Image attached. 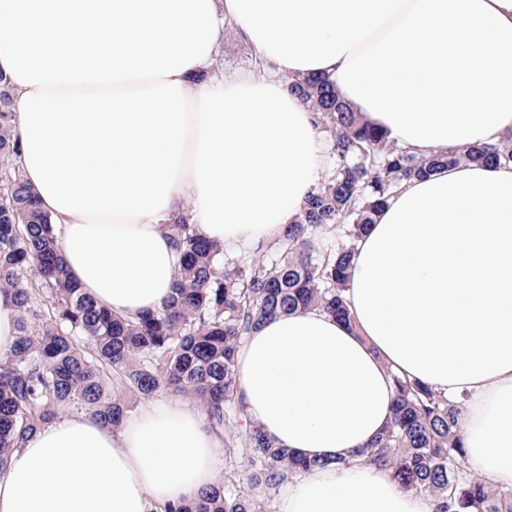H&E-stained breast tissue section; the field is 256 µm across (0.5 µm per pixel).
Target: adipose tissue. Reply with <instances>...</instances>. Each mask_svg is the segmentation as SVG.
Wrapping results in <instances>:
<instances>
[{
    "label": "adipose tissue",
    "instance_id": "1",
    "mask_svg": "<svg viewBox=\"0 0 512 512\" xmlns=\"http://www.w3.org/2000/svg\"><path fill=\"white\" fill-rule=\"evenodd\" d=\"M261 71L209 75L225 25ZM18 163L74 285L135 318L169 301L188 210L237 249L278 239L332 159L286 78L338 98L423 156L512 134V0H0ZM345 325L261 324L237 354L247 418L320 467L278 512H431L390 469L336 466L382 432L392 372L467 399L479 475L512 484V165L404 182L357 245ZM224 434L171 395L119 426L73 411L0 469V512H160L218 484Z\"/></svg>",
    "mask_w": 512,
    "mask_h": 512
}]
</instances>
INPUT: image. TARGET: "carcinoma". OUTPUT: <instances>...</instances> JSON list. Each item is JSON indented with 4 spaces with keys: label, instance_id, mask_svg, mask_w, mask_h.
I'll list each match as a JSON object with an SVG mask.
<instances>
[{
    "label": "carcinoma",
    "instance_id": "1",
    "mask_svg": "<svg viewBox=\"0 0 512 512\" xmlns=\"http://www.w3.org/2000/svg\"><path fill=\"white\" fill-rule=\"evenodd\" d=\"M311 105L331 145V171L311 193L302 218L287 226L267 258L233 255L197 231L186 214L167 228L182 253L173 295L163 309L126 319L98 307L67 276L53 226L16 166L10 80L0 73V291L13 293L17 336L0 363V466L37 427L64 410L106 425L127 412L119 393L191 396L224 431V483L189 505L164 512H265L288 477L316 465L280 448L248 424L236 395L235 356L261 323L319 309L349 321L344 293L358 240L400 184L461 160L509 165L512 145L450 149L418 156L342 104L325 76L286 80ZM340 225L336 247L318 251L323 229ZM392 416L358 453L392 469L399 486L429 498L433 512H512V486L493 487L463 446L465 406L417 380L394 376ZM247 457L249 491L239 484L238 449Z\"/></svg>",
    "mask_w": 512,
    "mask_h": 512
}]
</instances>
